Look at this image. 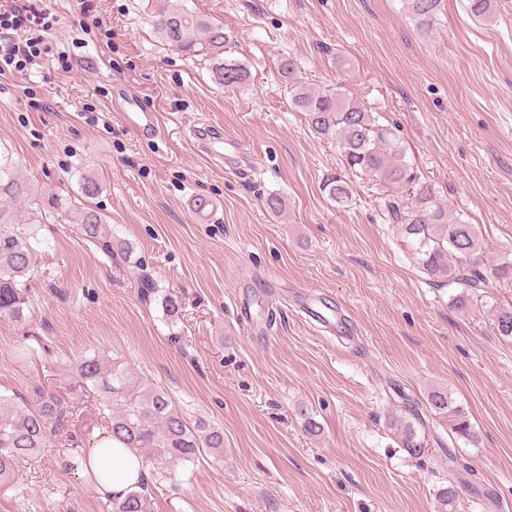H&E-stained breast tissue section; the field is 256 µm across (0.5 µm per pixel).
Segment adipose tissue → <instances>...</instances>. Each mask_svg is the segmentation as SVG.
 Here are the masks:
<instances>
[{
    "label": "adipose tissue",
    "mask_w": 512,
    "mask_h": 512,
    "mask_svg": "<svg viewBox=\"0 0 512 512\" xmlns=\"http://www.w3.org/2000/svg\"><path fill=\"white\" fill-rule=\"evenodd\" d=\"M90 472L98 475L97 493L104 498H124L148 479V471L139 455L123 447L107 433H100L85 453Z\"/></svg>",
    "instance_id": "ef3b65f1"
}]
</instances>
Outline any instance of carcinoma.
<instances>
[{
	"label": "carcinoma",
	"mask_w": 512,
	"mask_h": 512,
	"mask_svg": "<svg viewBox=\"0 0 512 512\" xmlns=\"http://www.w3.org/2000/svg\"><path fill=\"white\" fill-rule=\"evenodd\" d=\"M417 30H433L441 0H403ZM155 32L169 47L185 54L201 52L213 62L215 81L226 91H237L250 78L245 66L224 58L230 36L224 25L214 23L186 9L181 0H165L151 20ZM279 70L287 82L292 105L306 113L312 130L334 140L343 157L344 171L375 182L385 196V215L408 243L420 268L436 283L458 290L452 306L465 309L485 297L492 288H512V260L491 263L484 257L478 226L461 215H452L439 203L433 185L406 159V153L392 129L363 102L340 89H311L297 82L298 65L283 57ZM80 197L92 199L103 192L101 180L81 173ZM321 191L338 206L352 200L351 182L344 175L326 176ZM20 202L18 212L5 202ZM70 224L76 237L92 244L107 260L115 253L128 258V248H114L112 229L95 209L70 199L45 194L22 178L17 163L0 152V319L23 324L29 309L28 278L37 257L39 228L43 224ZM494 325L499 336L512 340V307L496 311ZM71 371L97 397L102 429L126 448L138 452L149 467L150 482L130 491L121 500H106L107 512H149L151 484L167 477L166 463L193 462L209 450L224 452V429L198 419L190 422L161 390L135 384L129 372L105 357L81 354L70 361ZM82 396L35 387L29 401L17 406L13 398L0 394V484L13 481L17 464L38 456L53 442L63 427L69 405ZM426 402L431 411L445 419L451 443L475 444L478 436L465 412L454 406L448 393L433 390ZM401 447L419 459L430 445L429 434L417 417L395 419ZM69 468L80 467L84 457L82 440L69 435ZM439 504L453 512L458 500L457 486L448 483L438 496Z\"/></svg>",
	"instance_id": "obj_1"
}]
</instances>
